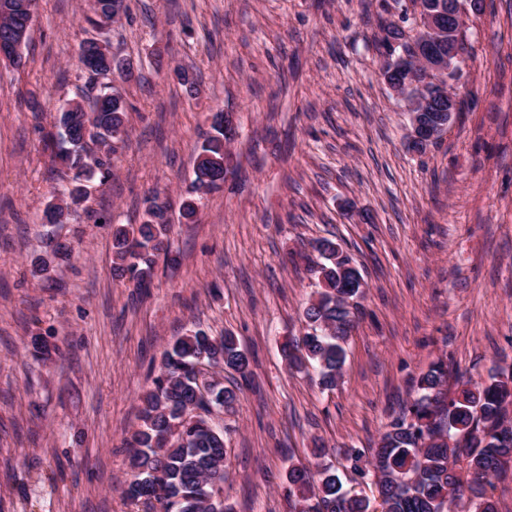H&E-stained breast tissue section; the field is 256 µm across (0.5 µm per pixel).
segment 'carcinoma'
Masks as SVG:
<instances>
[{
    "mask_svg": "<svg viewBox=\"0 0 512 512\" xmlns=\"http://www.w3.org/2000/svg\"><path fill=\"white\" fill-rule=\"evenodd\" d=\"M10 4L12 12H0V37L20 35L27 10H37L38 0ZM127 10L126 0H96L86 21L102 29ZM464 41V25L452 27L440 39L443 53ZM401 50L407 57L401 80H424L410 41L396 48ZM111 65L101 55L93 71L81 70L85 85L99 92L88 105L73 98L61 104L57 132L48 135L54 160L73 172L64 190L67 207L86 198L88 183H104L112 176L114 143L127 135L129 104L107 77ZM232 137L225 122H212L195 160L193 193L205 195L222 186ZM62 206L48 204L46 223H62ZM168 224V206L155 196L148 200L142 223L112 225L116 270L142 293L150 288L159 258L169 267L176 263L169 257ZM313 249L319 260L309 272L318 289L303 313L309 331L286 341L282 351L290 368L311 367L320 386L334 390L342 383L346 344L355 328L351 301L365 282L335 242L319 240ZM70 253L67 245L48 239L46 256L32 263V276L53 281L54 262ZM204 366L233 371L245 381L252 377L250 355L236 336L194 330L164 351L159 372L139 397L141 424L127 439L130 479L125 494L159 506L160 512H232L223 496L205 498L202 485L215 477L224 480V432L211 425L210 414L215 408L234 409L237 393L214 376L201 382ZM450 374L443 359L432 362L412 379L411 398L386 424L377 447L344 451L352 471L372 469L381 512H497L486 486L490 477L506 470L505 457L512 455V366H496L487 378L468 379L453 389L448 387ZM313 455L319 460L318 478L304 464L288 469L287 492L294 512H373L368 497L344 489L337 471L321 462L328 455L326 448L315 447ZM465 483L471 492L466 500L460 493Z\"/></svg>",
    "mask_w": 512,
    "mask_h": 512,
    "instance_id": "cac0c4a2",
    "label": "carcinoma"
}]
</instances>
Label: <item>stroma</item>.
Segmentation results:
<instances>
[{
    "label": "stroma",
    "instance_id": "stroma-1",
    "mask_svg": "<svg viewBox=\"0 0 512 512\" xmlns=\"http://www.w3.org/2000/svg\"><path fill=\"white\" fill-rule=\"evenodd\" d=\"M90 3L39 0L24 66L0 61V512H148L123 494L122 440L164 350L192 330L232 333L254 358L235 411L212 415L233 512H290L289 466L313 463L317 442L336 464L375 447L438 357L476 379L512 364V0L468 17L463 110L421 154L381 77L378 23L400 21L397 5L127 0L100 31L83 20ZM96 37L134 66L120 84L128 135L111 178L52 227L43 211L66 182L43 137L62 100L88 97L78 52ZM220 109L237 131L224 185L187 224ZM150 195L169 206L178 265H158L142 297L113 271L112 227L141 223ZM50 233L72 254L47 284L30 269ZM322 238L365 281L333 391L281 350L306 331ZM36 334L56 352H34Z\"/></svg>",
    "mask_w": 512,
    "mask_h": 512
}]
</instances>
